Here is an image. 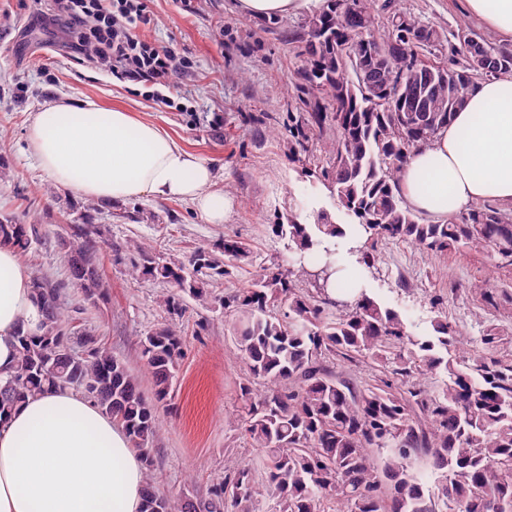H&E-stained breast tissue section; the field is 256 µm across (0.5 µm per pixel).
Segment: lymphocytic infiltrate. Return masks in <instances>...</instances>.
<instances>
[{
	"mask_svg": "<svg viewBox=\"0 0 512 512\" xmlns=\"http://www.w3.org/2000/svg\"><path fill=\"white\" fill-rule=\"evenodd\" d=\"M52 10L73 56L90 55L102 70L120 80L148 84L153 100L179 109L165 90L172 75L189 62L138 36V28L151 23L144 0H52Z\"/></svg>",
	"mask_w": 512,
	"mask_h": 512,
	"instance_id": "1",
	"label": "lymphocytic infiltrate"
}]
</instances>
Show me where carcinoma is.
<instances>
[{"label":"carcinoma","mask_w":512,"mask_h":512,"mask_svg":"<svg viewBox=\"0 0 512 512\" xmlns=\"http://www.w3.org/2000/svg\"><path fill=\"white\" fill-rule=\"evenodd\" d=\"M402 2L327 0L292 36L302 107L284 125L288 155L320 152L324 164L302 175L333 200L337 216L290 207L270 228L308 260L265 267L248 287L219 300L207 294V281L252 262L247 244L226 239L213 249L199 247L189 273L153 245L130 242L139 256L133 273L178 289L165 301L171 315L182 317L189 302L237 311V349L250 373L268 382L263 393L247 397L241 414L263 452L261 477L240 467L213 498L179 504L158 495L148 478L146 512H221L227 503L234 512H257L266 498L278 512H328L330 502L336 512H512V355L499 354L505 333L489 325L481 348L463 350L447 316L433 317L427 333L415 334L397 311L359 287L376 274L373 251L386 238L431 256L488 254V299L497 271L512 268V215L478 204L433 224L399 195L410 155L448 125L476 81L512 70V52L461 28L464 63L433 62L427 53L441 47L442 33ZM390 70L400 80L386 79ZM339 224L350 227L343 241L336 240ZM31 235V225L0 219V242L25 251ZM63 245L72 282L93 300L106 288L97 242L83 232ZM33 288L42 334L22 337L15 370L0 381V411L70 386L121 419L149 457L157 404L177 379L181 326L171 322L141 339L153 404L138 377L94 335L77 336L74 350L57 290L40 279ZM327 354L371 358L388 375L358 384L327 369ZM421 452L432 462L429 477L413 468Z\"/></svg>","instance_id":"cac0c4a2"}]
</instances>
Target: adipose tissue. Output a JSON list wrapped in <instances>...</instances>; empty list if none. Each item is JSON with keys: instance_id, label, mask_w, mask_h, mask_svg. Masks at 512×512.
<instances>
[{"instance_id": "obj_1", "label": "adipose tissue", "mask_w": 512, "mask_h": 512, "mask_svg": "<svg viewBox=\"0 0 512 512\" xmlns=\"http://www.w3.org/2000/svg\"><path fill=\"white\" fill-rule=\"evenodd\" d=\"M466 14L512 41V0H462ZM27 147L58 185L86 197L192 204L223 223L232 200L214 189L208 161L158 124L121 108L60 99L36 112ZM403 201L434 223L476 202L512 206V72L471 87L400 179ZM41 306L29 268L0 245V380L20 335L37 333ZM145 460L124 427L85 394L57 388L0 416V512H143Z\"/></svg>"}]
</instances>
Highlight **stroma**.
Here are the masks:
<instances>
[{"instance_id":"obj_1","label":"stroma","mask_w":512,"mask_h":512,"mask_svg":"<svg viewBox=\"0 0 512 512\" xmlns=\"http://www.w3.org/2000/svg\"><path fill=\"white\" fill-rule=\"evenodd\" d=\"M153 18L141 34L147 41L189 58L175 74L169 96L184 102L176 112L156 103L141 84L123 82L92 64L66 57L61 31L46 14L43 0H0V216L33 223L35 233L22 259L33 277L60 291L61 308L72 326L91 331L135 374L146 398L155 386L139 339L170 320L164 300L170 283L133 276L130 239L154 245L173 260H188L195 248L227 238L249 243L253 261L229 278L218 279L221 296L247 287L261 267L284 265L289 255L270 226L288 204L314 196L288 158V136L278 124L296 105L294 73L300 62L290 38L302 31L307 12L270 19L243 15L236 0H145ZM405 7L443 34L439 56L461 60L456 38L468 27L494 46L512 49L468 17L460 0H405ZM121 107L166 129L184 147L211 164L218 189L235 206L224 223L208 224L193 206L178 200L146 198L112 202L83 197L56 185L27 149L35 112L59 97ZM90 226L99 246L107 290L87 301L71 283L61 237ZM380 273L365 286L385 305L407 313L419 331L434 315L431 300L441 297L450 321L479 339L485 325L512 332V303L485 305L479 290L488 263L481 254L431 257L410 244L381 240L375 247ZM483 310L475 322L474 310ZM179 379L171 399L157 410L159 432L148 468L155 490L174 502L210 498L235 465L260 468L262 452L238 422L242 387L266 389L249 375L234 341L235 316L223 308L190 307L182 318Z\"/></svg>"}]
</instances>
